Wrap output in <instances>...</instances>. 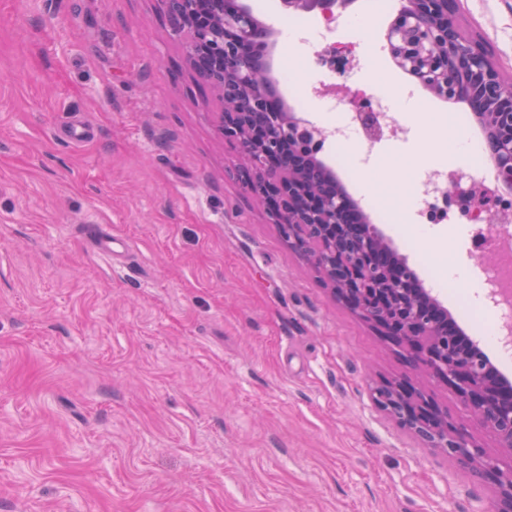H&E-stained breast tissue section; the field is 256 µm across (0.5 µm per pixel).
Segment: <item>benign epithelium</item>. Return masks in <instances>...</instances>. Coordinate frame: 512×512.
I'll return each mask as SVG.
<instances>
[{
  "instance_id": "obj_1",
  "label": "benign epithelium",
  "mask_w": 512,
  "mask_h": 512,
  "mask_svg": "<svg viewBox=\"0 0 512 512\" xmlns=\"http://www.w3.org/2000/svg\"><path fill=\"white\" fill-rule=\"evenodd\" d=\"M185 34L186 56L213 98L234 102L217 113L218 130L239 144L251 162L243 188L265 209L291 246L309 258L352 310L384 336L405 345V357L425 366L458 395L475 425L506 453L486 455L469 430L448 411L403 383L371 389L372 405L413 437L455 460L494 487V512H512V383L487 366L481 348L452 339L448 310L417 280L406 260L385 263L389 250L375 225L355 208L335 173L318 159L326 135L288 111L258 70L271 30L255 23L245 0H157ZM285 8L316 12L331 20L340 0H282ZM459 0H408L385 34L395 66L444 100H462L486 132L488 152L506 190H494L482 207L512 205V83L505 80L483 41L465 34ZM220 72L228 79L215 78ZM445 204L464 217L473 200L448 192ZM493 305L512 312V290L489 291Z\"/></svg>"
}]
</instances>
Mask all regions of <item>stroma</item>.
Returning a JSON list of instances; mask_svg holds the SVG:
<instances>
[{"instance_id": "obj_1", "label": "stroma", "mask_w": 512, "mask_h": 512, "mask_svg": "<svg viewBox=\"0 0 512 512\" xmlns=\"http://www.w3.org/2000/svg\"><path fill=\"white\" fill-rule=\"evenodd\" d=\"M246 3L274 31L287 106L323 84L368 102L412 81L385 40L405 0H382L359 37L379 68L310 60L289 83L296 12ZM460 13L512 79V0ZM455 109L420 90L406 138L350 153L348 193L368 172L411 197L442 157L423 127ZM246 167L156 0H0V512H491V487L369 389L408 381L465 424L459 398L333 296L244 190ZM419 222L378 229L423 282L435 254L467 265V298L437 294L465 322L489 279L471 227L428 239ZM100 234L127 243L126 263Z\"/></svg>"}]
</instances>
